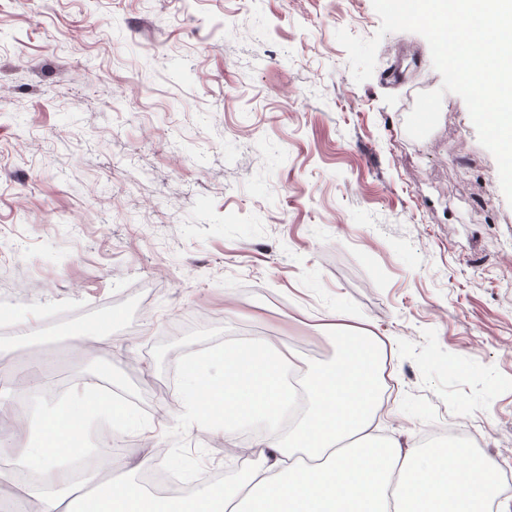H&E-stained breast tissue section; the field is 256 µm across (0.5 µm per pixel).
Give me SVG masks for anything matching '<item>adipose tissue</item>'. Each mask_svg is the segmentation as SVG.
Segmentation results:
<instances>
[{
  "mask_svg": "<svg viewBox=\"0 0 512 512\" xmlns=\"http://www.w3.org/2000/svg\"><path fill=\"white\" fill-rule=\"evenodd\" d=\"M323 330L334 336L340 356L307 368L309 408L284 436L287 397L279 379L288 347L261 338L230 341L185 362L188 387L162 405L164 415L192 413L201 431H225L228 447L234 444L229 430L240 422H262L269 432L251 450L254 465L233 484L172 498L101 481L82 497L79 512H512L489 458L373 438L370 428L384 403L383 343L343 322L325 323ZM216 364L224 367L217 380L210 376ZM103 416L117 427L130 413L91 381L25 412L11 464L31 474L40 512H63L75 487L67 461L86 451Z\"/></svg>",
  "mask_w": 512,
  "mask_h": 512,
  "instance_id": "1",
  "label": "adipose tissue"
}]
</instances>
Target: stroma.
I'll use <instances>...</instances> for the list:
<instances>
[{
  "label": "stroma",
  "mask_w": 512,
  "mask_h": 512,
  "mask_svg": "<svg viewBox=\"0 0 512 512\" xmlns=\"http://www.w3.org/2000/svg\"><path fill=\"white\" fill-rule=\"evenodd\" d=\"M379 25L372 0H0V371L111 365L188 496L266 431L228 456L162 416L182 363L262 337L319 364L336 314L391 343L379 440L512 460V205L460 96L407 135L442 82L423 36L353 80L335 32ZM137 439L113 433L97 478L145 485ZM112 334V322L97 323L94 330L80 329L74 332L71 339L76 346L89 351L91 348L105 342Z\"/></svg>",
  "instance_id": "35a3bbf8"
}]
</instances>
